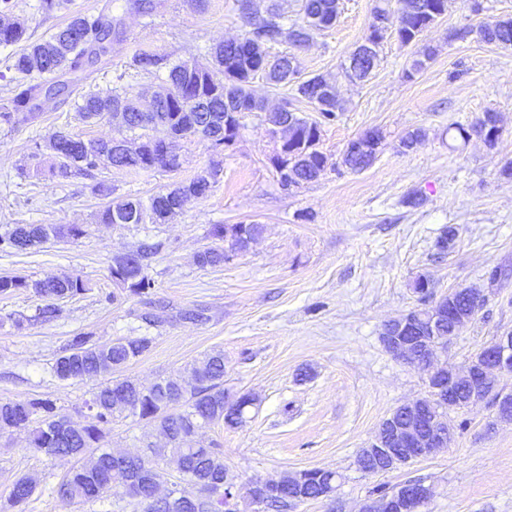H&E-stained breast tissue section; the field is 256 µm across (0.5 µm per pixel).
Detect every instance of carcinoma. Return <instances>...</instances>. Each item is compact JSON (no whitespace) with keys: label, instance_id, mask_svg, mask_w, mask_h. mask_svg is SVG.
Here are the masks:
<instances>
[{"label":"carcinoma","instance_id":"1","mask_svg":"<svg viewBox=\"0 0 512 512\" xmlns=\"http://www.w3.org/2000/svg\"><path fill=\"white\" fill-rule=\"evenodd\" d=\"M269 15L255 19L244 35L216 44L208 64L197 61L171 63L168 57L150 50L135 52L128 68L137 72L151 73L167 69L164 92L154 95L151 109L141 110L134 99L116 91L89 90L81 95L77 105L80 117L88 122L112 118L121 112L125 118L123 128L132 132L150 125H164L174 139L143 140L139 137L124 138L131 145L119 159H109L117 168L142 171H177L181 168L180 157L174 154V140L199 137L224 130V117L230 112H263L265 106L252 93V80L263 74L275 86L291 87L292 98L315 106L323 121L338 118L341 105L334 87L321 75L311 76L296 83L288 76V68L282 63L289 61L286 55L276 57L277 67L267 70L264 63L269 58L268 49L288 43L300 47L309 42L314 32L333 26L338 15L337 0H300V20L288 23L281 12L278 0H270ZM404 7L395 14L396 33L401 45L420 40L423 34L447 12L448 0H402ZM12 0H0V46L25 43L24 48L9 59V69L19 76L12 108L0 112V121L10 124L15 116L26 121L40 109L45 83L42 78L57 76L83 69L96 52L108 51V43L120 41L125 36L121 19L112 12L97 15L75 12L67 23L52 34L31 41L27 27L20 21H7L13 10ZM480 38L489 44L512 42V18L487 22L478 29ZM321 126L300 116L288 139L283 155L270 157L271 165L279 164L289 170L278 178L281 188L302 180L307 184L325 171L329 158L319 150ZM384 142L381 131L369 130L350 140L342 151L339 161L331 164L360 172L373 165L378 151L371 141ZM47 148L59 161L61 174L89 175L103 155L112 153L108 142L84 140L65 128L54 131ZM209 179L197 175L187 182L175 185L165 193H159L148 201L139 198H112V186L98 182L94 190L109 199L101 213L104 224H138L141 215L151 213L153 223L158 224L182 209L189 201L207 196L218 173V165L204 169ZM84 234L76 224L45 226L18 224L9 233L0 236V249L23 251L38 247L50 239L75 238ZM157 245L141 242L128 254L126 261L111 268L115 277L130 293H149L152 279L148 274L149 260L156 253ZM226 261L224 247L209 246L197 255L202 267L217 266ZM33 289L47 299H63L87 291L85 281L79 276L65 279L29 282L17 275L0 276V292ZM58 310L52 304L38 308L33 316H20L13 320L20 328L26 323L50 321ZM150 336H129L113 342H98L89 334L73 337L65 354L55 359L51 373L59 380H84L104 377L86 405L88 421L73 426L57 417L52 401L32 398L0 402V432L24 430L28 433L29 447L48 456L71 457L77 466L67 472L52 487L61 499L75 503H87L111 497L122 501L130 495L120 487L134 486L130 497L146 504L145 512H224V495L211 496L206 491L224 486L229 477L224 466V453L217 444L208 447L197 445L195 436L199 430L216 423L235 429L245 422V412L254 404V398L241 394L230 398L224 390V353L205 355L191 366L192 380L180 383L162 378L149 388L141 387L130 377L114 378L112 371L138 360L150 350ZM129 416L151 419L159 423L165 438L160 444L147 446L142 455H126L121 464H115L112 450L103 447L105 427L116 418ZM95 454L85 458L89 449ZM178 481L191 486L179 490L173 500L169 495L157 496L159 486L169 481L172 474ZM337 474L309 470L304 473L300 494L307 500H317L328 485L336 484ZM176 481V482H178ZM285 476L279 480L265 481L269 492L266 508L271 512H286L288 482ZM171 482V481H169ZM171 482V485H176ZM37 479L23 475L14 482L8 497V506L21 508L38 489Z\"/></svg>","mask_w":512,"mask_h":512}]
</instances>
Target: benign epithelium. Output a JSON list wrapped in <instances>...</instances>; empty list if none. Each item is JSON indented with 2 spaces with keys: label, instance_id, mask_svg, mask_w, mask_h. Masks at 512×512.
I'll return each instance as SVG.
<instances>
[{
  "label": "benign epithelium",
  "instance_id": "7a95c632",
  "mask_svg": "<svg viewBox=\"0 0 512 512\" xmlns=\"http://www.w3.org/2000/svg\"><path fill=\"white\" fill-rule=\"evenodd\" d=\"M376 30L373 40L358 49L364 58H373L377 44L395 29L392 14L374 15L371 22ZM453 293L423 309H413L399 319L384 325L381 341L385 350L395 359L413 367H425L429 373L428 395L404 405L409 420L395 419L391 413L388 421V440L375 436L374 441L361 450L360 457L379 458L392 470L412 461L433 455L445 447L444 436L451 435L452 421L448 411L462 410L469 405L492 399L498 410L512 403V393L499 386V375L512 374V331L504 332L480 349L474 358L462 367L440 364V354L468 323L471 314L452 309ZM451 319L453 332L439 335L438 328L445 319ZM432 406L439 415L429 426L422 424L426 406ZM432 496V488L420 481L401 484L392 499L374 501L365 505L363 512H422Z\"/></svg>",
  "mask_w": 512,
  "mask_h": 512
}]
</instances>
